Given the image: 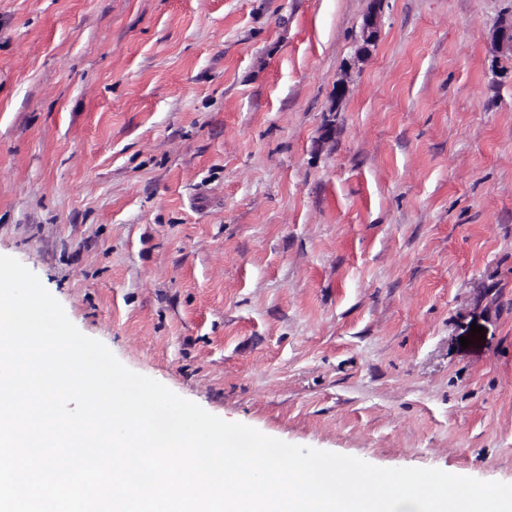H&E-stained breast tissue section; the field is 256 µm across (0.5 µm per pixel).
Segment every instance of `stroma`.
I'll return each instance as SVG.
<instances>
[{
  "instance_id": "35a3bbf8",
  "label": "stroma",
  "mask_w": 512,
  "mask_h": 512,
  "mask_svg": "<svg viewBox=\"0 0 512 512\" xmlns=\"http://www.w3.org/2000/svg\"><path fill=\"white\" fill-rule=\"evenodd\" d=\"M510 19L0 0V255L224 420L512 484Z\"/></svg>"
}]
</instances>
